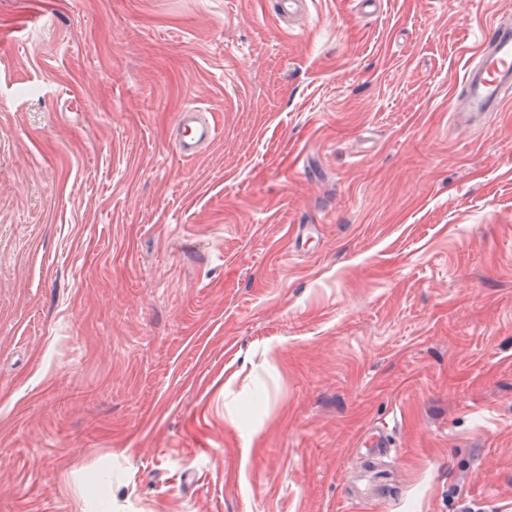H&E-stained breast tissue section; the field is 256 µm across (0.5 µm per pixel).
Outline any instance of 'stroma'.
Returning <instances> with one entry per match:
<instances>
[{
    "label": "stroma",
    "instance_id": "1",
    "mask_svg": "<svg viewBox=\"0 0 512 512\" xmlns=\"http://www.w3.org/2000/svg\"><path fill=\"white\" fill-rule=\"evenodd\" d=\"M274 5L0 0V512H512V0ZM451 97L458 129L469 130L471 120L487 121L501 112L512 95V19L497 17L491 35L484 39ZM199 112L196 107H187L179 113L174 148L182 157H195L203 145L216 139L215 124L204 119Z\"/></svg>",
    "mask_w": 512,
    "mask_h": 512
}]
</instances>
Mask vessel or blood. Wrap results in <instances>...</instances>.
Here are the masks:
<instances>
[{
	"label": "vessel or blood",
	"mask_w": 512,
	"mask_h": 512,
	"mask_svg": "<svg viewBox=\"0 0 512 512\" xmlns=\"http://www.w3.org/2000/svg\"><path fill=\"white\" fill-rule=\"evenodd\" d=\"M450 100L456 125L463 130L470 129L472 119L487 120L512 101V18H497ZM216 136L215 125L189 107L178 116L174 148L180 156L192 158Z\"/></svg>",
	"instance_id": "b4317fda"
}]
</instances>
